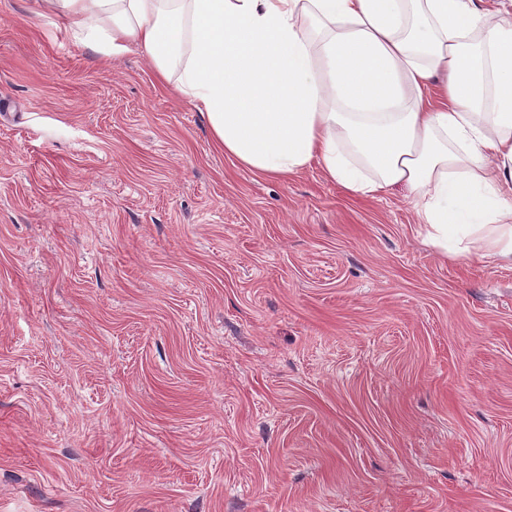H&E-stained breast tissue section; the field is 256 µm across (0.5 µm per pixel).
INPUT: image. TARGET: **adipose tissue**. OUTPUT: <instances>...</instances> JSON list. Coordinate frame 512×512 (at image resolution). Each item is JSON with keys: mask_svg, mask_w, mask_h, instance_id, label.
<instances>
[{"mask_svg": "<svg viewBox=\"0 0 512 512\" xmlns=\"http://www.w3.org/2000/svg\"><path fill=\"white\" fill-rule=\"evenodd\" d=\"M482 0H33L105 58L138 47L215 144L285 179L413 193L425 239L512 263V11Z\"/></svg>", "mask_w": 512, "mask_h": 512, "instance_id": "obj_1", "label": "adipose tissue"}]
</instances>
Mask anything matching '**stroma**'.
<instances>
[{"mask_svg": "<svg viewBox=\"0 0 512 512\" xmlns=\"http://www.w3.org/2000/svg\"><path fill=\"white\" fill-rule=\"evenodd\" d=\"M0 512H512V264L0 0Z\"/></svg>", "mask_w": 512, "mask_h": 512, "instance_id": "35a3bbf8", "label": "stroma"}]
</instances>
